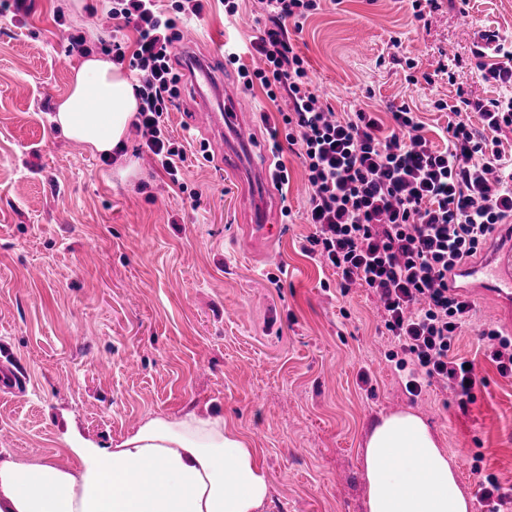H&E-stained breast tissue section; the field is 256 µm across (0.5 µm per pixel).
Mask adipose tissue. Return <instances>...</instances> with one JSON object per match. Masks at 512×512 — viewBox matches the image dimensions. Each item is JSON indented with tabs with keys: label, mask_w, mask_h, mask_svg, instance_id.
I'll use <instances>...</instances> for the list:
<instances>
[{
	"label": "adipose tissue",
	"mask_w": 512,
	"mask_h": 512,
	"mask_svg": "<svg viewBox=\"0 0 512 512\" xmlns=\"http://www.w3.org/2000/svg\"><path fill=\"white\" fill-rule=\"evenodd\" d=\"M139 108L125 69L93 53L74 69L51 123L94 153L121 149ZM79 466L0 460V512H263L269 480L223 416L147 417L112 447L67 427ZM367 512H473L458 467L422 417H380L362 456ZM56 490L45 496L46 487Z\"/></svg>",
	"instance_id": "1"
}]
</instances>
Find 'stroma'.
Here are the masks:
<instances>
[{"label":"stroma","instance_id":"35a3bbf8","mask_svg":"<svg viewBox=\"0 0 512 512\" xmlns=\"http://www.w3.org/2000/svg\"><path fill=\"white\" fill-rule=\"evenodd\" d=\"M15 0L0 11V458L72 466L60 434L117 443L148 414L223 413L253 443L269 478L265 512H366L364 441L381 416L418 413L458 463L461 484L478 497L484 475L512 488V377L486 358L478 324L511 335L496 308L475 303L476 324L453 348L472 361L474 399L460 405L436 385L406 392L388 360L376 297L341 293L332 268L304 251L307 186L301 158L283 150L284 198L271 200L252 170H272L261 114L278 105L261 86L241 91L237 110L251 129L236 156L203 152L197 91L165 120L181 145V185H173L130 130L124 152L136 174L121 179L117 158L77 149L49 117L83 51L111 54V0ZM266 16L262 0H204L200 17L177 19L190 33L181 57L211 60L219 84L238 85L253 67L251 41ZM512 42V0H437L415 21L409 0H321L292 34L322 101L336 115L376 113L390 129L391 105L407 103L424 134L442 132L460 97L495 99L501 85L471 62L479 31ZM240 55L225 62V49ZM418 83H410V76ZM290 216H283L282 208ZM279 224V239L254 243V227ZM368 382H361V375Z\"/></svg>","mask_w":512,"mask_h":512}]
</instances>
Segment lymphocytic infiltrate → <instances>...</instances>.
Masks as SVG:
<instances>
[{
	"instance_id": "f902f5d3",
	"label": "lymphocytic infiltrate",
	"mask_w": 512,
	"mask_h": 512,
	"mask_svg": "<svg viewBox=\"0 0 512 512\" xmlns=\"http://www.w3.org/2000/svg\"><path fill=\"white\" fill-rule=\"evenodd\" d=\"M269 24L253 39L266 66L240 69L244 88L261 85L270 100L287 95L282 127H270L272 153L282 143L298 149L310 186L307 221L314 224L309 253L338 276L341 292L358 284L382 303L383 326L394 343L388 354L419 395L423 384L452 389L460 404L472 401V370L452 354L471 325V302L453 290L455 268L496 239L512 221V162L496 135L512 130V50L500 47L498 63L476 61L485 80L510 95L483 101L461 98L445 129L447 146L433 149L407 105L392 108L395 127L380 133L377 119L356 112L338 118L319 103L305 59L295 52L286 21L295 26L318 0H264ZM118 28H132L136 48L113 42L112 59L136 76L140 107L134 125L172 183L180 181L182 148L165 131V116L182 95L174 14L157 0H112ZM479 122H472V115ZM287 136H280V128Z\"/></svg>"
}]
</instances>
